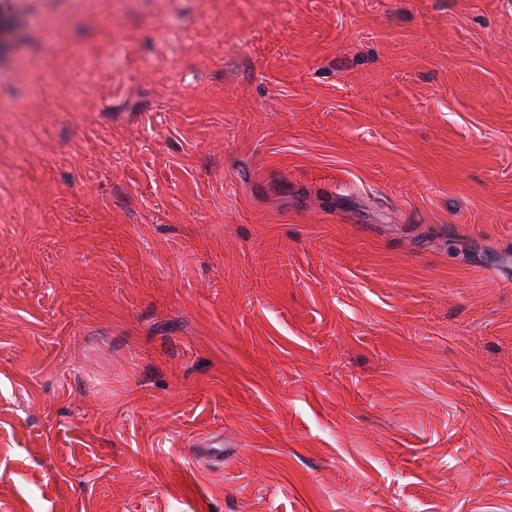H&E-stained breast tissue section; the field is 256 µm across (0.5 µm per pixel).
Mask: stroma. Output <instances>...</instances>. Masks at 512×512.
Masks as SVG:
<instances>
[{
    "instance_id": "obj_1",
    "label": "stroma",
    "mask_w": 512,
    "mask_h": 512,
    "mask_svg": "<svg viewBox=\"0 0 512 512\" xmlns=\"http://www.w3.org/2000/svg\"><path fill=\"white\" fill-rule=\"evenodd\" d=\"M38 7L0 512H512V0Z\"/></svg>"
}]
</instances>
